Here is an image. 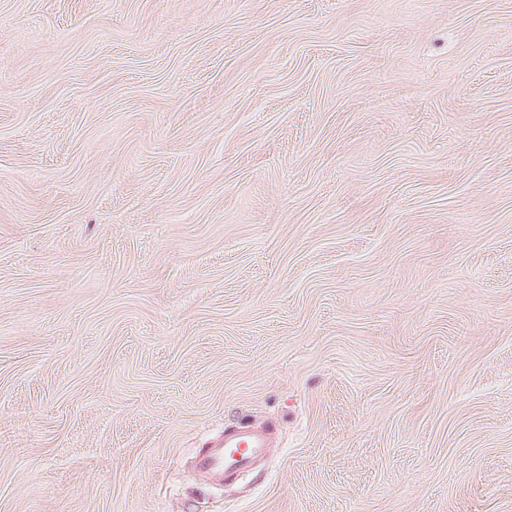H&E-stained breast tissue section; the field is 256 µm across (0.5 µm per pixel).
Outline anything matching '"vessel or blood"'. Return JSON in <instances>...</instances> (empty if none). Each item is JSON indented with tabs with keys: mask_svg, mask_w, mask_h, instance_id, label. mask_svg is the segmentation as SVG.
I'll list each match as a JSON object with an SVG mask.
<instances>
[{
	"mask_svg": "<svg viewBox=\"0 0 512 512\" xmlns=\"http://www.w3.org/2000/svg\"><path fill=\"white\" fill-rule=\"evenodd\" d=\"M271 446L272 437L266 429L228 428L222 441L199 452L196 468L217 483H228L251 470Z\"/></svg>",
	"mask_w": 512,
	"mask_h": 512,
	"instance_id": "obj_1",
	"label": "vessel or blood"
}]
</instances>
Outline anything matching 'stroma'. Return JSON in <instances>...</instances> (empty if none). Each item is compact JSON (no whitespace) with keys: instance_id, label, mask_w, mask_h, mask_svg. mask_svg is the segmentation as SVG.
Returning <instances> with one entry per match:
<instances>
[{"instance_id":"obj_1","label":"stroma","mask_w":512,"mask_h":512,"mask_svg":"<svg viewBox=\"0 0 512 512\" xmlns=\"http://www.w3.org/2000/svg\"><path fill=\"white\" fill-rule=\"evenodd\" d=\"M0 512H512V0H0ZM272 443L271 433L264 428H224V440L195 457L196 468L219 484L228 483L251 470Z\"/></svg>"}]
</instances>
